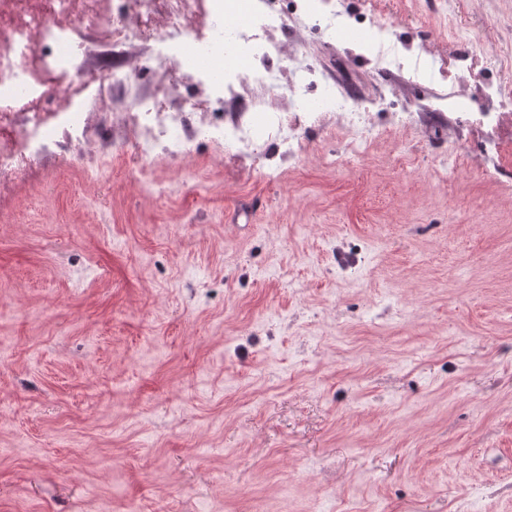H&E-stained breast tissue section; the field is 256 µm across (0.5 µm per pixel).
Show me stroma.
Here are the masks:
<instances>
[{
    "mask_svg": "<svg viewBox=\"0 0 512 512\" xmlns=\"http://www.w3.org/2000/svg\"><path fill=\"white\" fill-rule=\"evenodd\" d=\"M294 53L312 94L384 98L387 138L326 164L218 169L142 194L45 172L1 201L0 512H512V163L449 97L447 54L512 45V0H347ZM434 61L385 72L371 30Z\"/></svg>",
    "mask_w": 512,
    "mask_h": 512,
    "instance_id": "obj_1",
    "label": "stroma"
}]
</instances>
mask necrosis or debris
Wrapping results in <instances>:
<instances>
[{"label": "necrosis or debris", "mask_w": 512, "mask_h": 512, "mask_svg": "<svg viewBox=\"0 0 512 512\" xmlns=\"http://www.w3.org/2000/svg\"><path fill=\"white\" fill-rule=\"evenodd\" d=\"M302 0H0V197L15 193L38 169L80 171L96 179L95 164L118 160L142 193L162 191L152 167L190 168L197 143L216 146L243 165L277 150L294 156L308 126L337 115L349 132L350 158L381 139L369 105L328 96L298 112L288 105V16ZM92 23L112 50L110 58L74 82L72 44L81 23ZM154 46L161 96H141L128 53ZM131 96L122 112H94L83 91L89 83ZM262 87L265 101L252 114L224 117L237 86ZM478 124L496 133L494 156L512 146L503 135L512 119V61L491 59L475 87Z\"/></svg>", "instance_id": "4bbe7bcc"}]
</instances>
